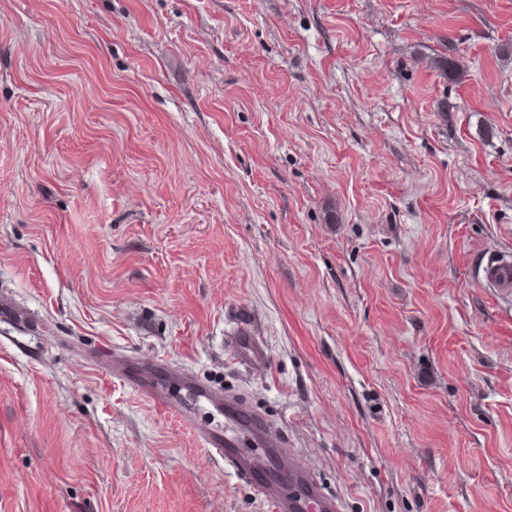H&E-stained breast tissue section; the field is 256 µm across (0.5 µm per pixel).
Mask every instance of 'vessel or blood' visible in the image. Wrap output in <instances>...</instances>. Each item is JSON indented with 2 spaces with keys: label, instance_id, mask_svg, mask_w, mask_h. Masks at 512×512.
Masks as SVG:
<instances>
[{
  "label": "vessel or blood",
  "instance_id": "1",
  "mask_svg": "<svg viewBox=\"0 0 512 512\" xmlns=\"http://www.w3.org/2000/svg\"><path fill=\"white\" fill-rule=\"evenodd\" d=\"M486 281L494 287L512 290V262L495 260L484 270ZM239 362L246 363L263 354L250 331L240 329L232 338ZM187 388L195 389L198 397L224 412L222 428L202 430L201 436L208 448L223 459L225 468L251 477L255 494L272 502L276 512H307L310 500H318L320 512H340L339 501L327 495L314 484L305 483L303 471L295 459H283L286 445L280 430L251 410L248 403L239 397H222L204 387L196 386L190 378H183ZM134 384L153 407L163 414H178L185 422H192L190 411L178 405L169 392V381L165 374L152 370L138 373ZM280 459L288 473V481L305 484L306 491L294 494L286 490V483L267 479L263 475L266 461Z\"/></svg>",
  "mask_w": 512,
  "mask_h": 512
}]
</instances>
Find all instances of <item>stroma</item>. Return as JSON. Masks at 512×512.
Wrapping results in <instances>:
<instances>
[{
    "label": "stroma",
    "mask_w": 512,
    "mask_h": 512,
    "mask_svg": "<svg viewBox=\"0 0 512 512\" xmlns=\"http://www.w3.org/2000/svg\"><path fill=\"white\" fill-rule=\"evenodd\" d=\"M491 257L512 0H0V512H273L105 350L245 395L342 512H512ZM232 341L239 362L247 363L252 359L263 356V350L255 342L251 332L245 328L238 330Z\"/></svg>",
    "instance_id": "stroma-1"
}]
</instances>
